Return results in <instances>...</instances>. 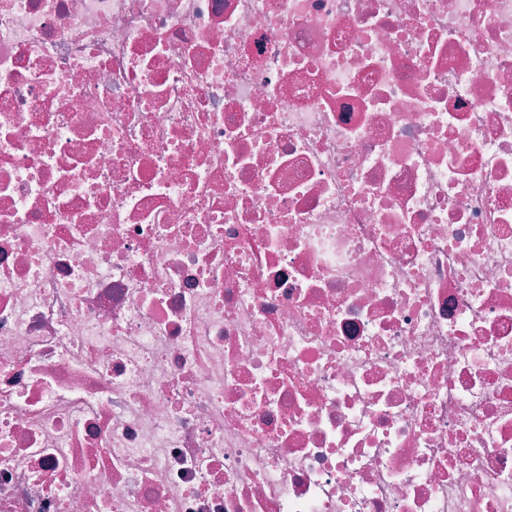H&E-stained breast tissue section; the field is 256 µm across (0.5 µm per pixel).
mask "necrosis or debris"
I'll list each match as a JSON object with an SVG mask.
<instances>
[{
    "mask_svg": "<svg viewBox=\"0 0 512 512\" xmlns=\"http://www.w3.org/2000/svg\"><path fill=\"white\" fill-rule=\"evenodd\" d=\"M0 512H512V0H0Z\"/></svg>",
    "mask_w": 512,
    "mask_h": 512,
    "instance_id": "1",
    "label": "necrosis or debris"
}]
</instances>
